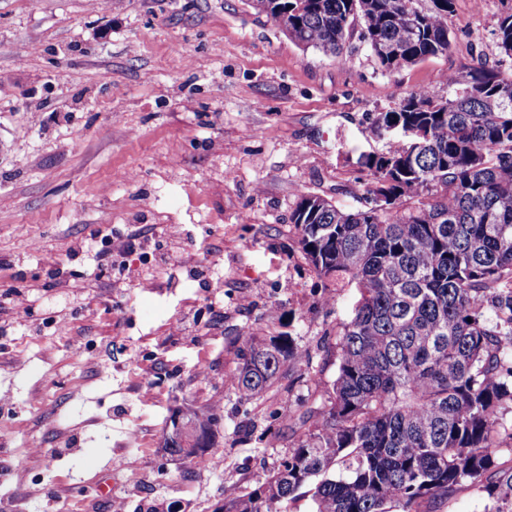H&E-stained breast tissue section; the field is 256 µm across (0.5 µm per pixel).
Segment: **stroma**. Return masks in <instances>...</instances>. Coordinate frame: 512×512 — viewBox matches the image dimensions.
Listing matches in <instances>:
<instances>
[{"label":"stroma","instance_id":"stroma-1","mask_svg":"<svg viewBox=\"0 0 512 512\" xmlns=\"http://www.w3.org/2000/svg\"><path fill=\"white\" fill-rule=\"evenodd\" d=\"M511 6L454 0L452 52L388 74L355 38L343 63L296 45L248 0H0V294L34 308L0 306V512H110L117 495L127 512H217L263 482L295 446L286 413L335 379L360 298L325 304L295 202L357 207L356 157L385 147L376 114L494 59ZM244 330L289 333L313 377L241 399ZM216 399L223 468L167 454L172 412Z\"/></svg>","mask_w":512,"mask_h":512}]
</instances>
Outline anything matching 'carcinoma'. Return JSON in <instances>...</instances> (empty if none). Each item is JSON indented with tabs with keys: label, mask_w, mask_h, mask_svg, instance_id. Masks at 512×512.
<instances>
[{
	"label": "carcinoma",
	"mask_w": 512,
	"mask_h": 512,
	"mask_svg": "<svg viewBox=\"0 0 512 512\" xmlns=\"http://www.w3.org/2000/svg\"><path fill=\"white\" fill-rule=\"evenodd\" d=\"M453 0H269L267 20L341 62L353 37L384 73L448 53ZM498 60L448 73L441 95L407 92L373 121L386 140L357 157L360 206L291 214L325 302L361 298L337 332L338 365L288 458L222 512H286L311 486V512H434L474 485L484 512H512V10L494 31ZM233 375L260 400L284 368L311 375L292 336L241 334ZM221 402L171 421L163 448L194 460L214 447Z\"/></svg>",
	"instance_id": "carcinoma-1"
}]
</instances>
